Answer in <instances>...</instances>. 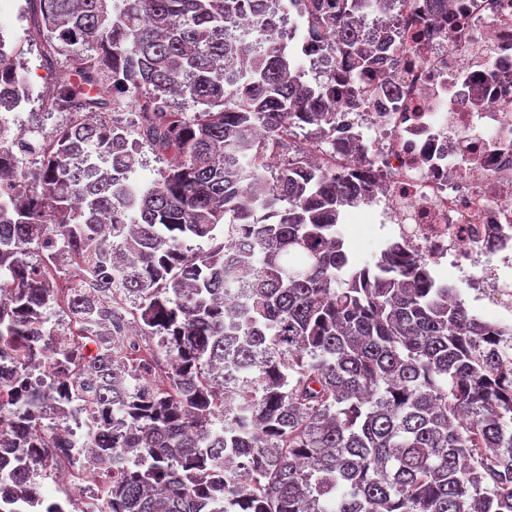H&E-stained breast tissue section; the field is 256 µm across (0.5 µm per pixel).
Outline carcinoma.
<instances>
[{
    "mask_svg": "<svg viewBox=\"0 0 512 512\" xmlns=\"http://www.w3.org/2000/svg\"><path fill=\"white\" fill-rule=\"evenodd\" d=\"M251 0H29L53 61L78 52V79L47 93L79 116L136 105L130 129L78 120L52 151L0 133V336L34 349L60 298L87 338L88 434L112 458V512H512V325L468 309L458 288L388 242L355 267L336 213L362 188L299 149L292 129L334 143L336 87L307 82ZM306 33L359 66L358 19L394 0H292ZM265 32L244 61L232 29ZM188 97L193 115L175 106ZM0 35V110L28 101ZM166 167L129 182L142 143ZM106 160L108 167L97 164ZM191 240L211 242L196 250ZM49 251L29 260V246ZM65 256L80 279L60 295ZM250 303L239 335L226 297ZM138 309L128 334L126 302ZM238 344L237 378L224 344ZM176 362L164 370L154 348ZM28 392L0 403V450L44 418Z\"/></svg>",
    "mask_w": 512,
    "mask_h": 512,
    "instance_id": "carcinoma-1",
    "label": "carcinoma"
}]
</instances>
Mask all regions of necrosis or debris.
Instances as JSON below:
<instances>
[{
    "label": "necrosis or debris",
    "mask_w": 512,
    "mask_h": 512,
    "mask_svg": "<svg viewBox=\"0 0 512 512\" xmlns=\"http://www.w3.org/2000/svg\"><path fill=\"white\" fill-rule=\"evenodd\" d=\"M378 68L307 52L357 92L337 94L336 146L308 147L321 168L362 177V210L407 251L449 270L512 319V0H399ZM25 388L72 378L58 349L41 347ZM88 397L72 401L57 431L34 434L38 469L82 512H106L110 493L89 451Z\"/></svg>",
    "instance_id": "1"
}]
</instances>
